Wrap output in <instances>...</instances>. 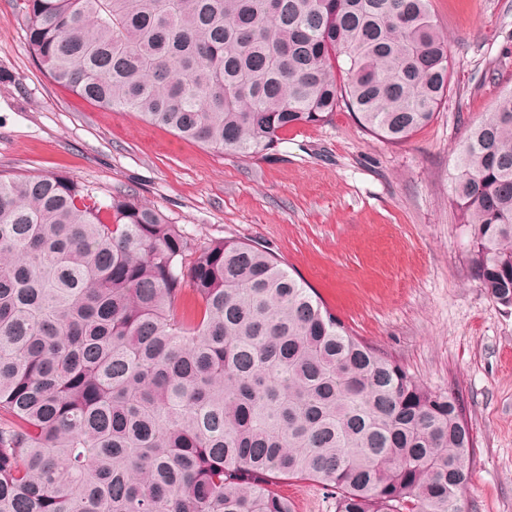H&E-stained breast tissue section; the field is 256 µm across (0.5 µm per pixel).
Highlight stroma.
I'll list each match as a JSON object with an SVG mask.
<instances>
[{
	"instance_id": "35a3bbf8",
	"label": "stroma",
	"mask_w": 512,
	"mask_h": 512,
	"mask_svg": "<svg viewBox=\"0 0 512 512\" xmlns=\"http://www.w3.org/2000/svg\"><path fill=\"white\" fill-rule=\"evenodd\" d=\"M24 7L0 0V171L65 175L100 203L131 195L198 244L267 248L355 336L453 393L474 441L465 512H512V309L471 268L451 195L462 140L512 89V0H431L452 90L408 142L377 139L344 109L289 129L263 159L52 85L30 55ZM279 490L295 512H336L320 483Z\"/></svg>"
}]
</instances>
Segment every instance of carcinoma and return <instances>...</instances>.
<instances>
[{
    "instance_id": "carcinoma-1",
    "label": "carcinoma",
    "mask_w": 512,
    "mask_h": 512,
    "mask_svg": "<svg viewBox=\"0 0 512 512\" xmlns=\"http://www.w3.org/2000/svg\"><path fill=\"white\" fill-rule=\"evenodd\" d=\"M431 0H26L58 86L216 151L263 158L348 108L400 145L450 90ZM64 175L0 173V512H464L457 399L354 336L270 252L197 246ZM452 198L512 308V89L460 145ZM197 306L182 303L185 287ZM280 492L294 505L295 512H335V496L324 485L313 481H285Z\"/></svg>"
}]
</instances>
